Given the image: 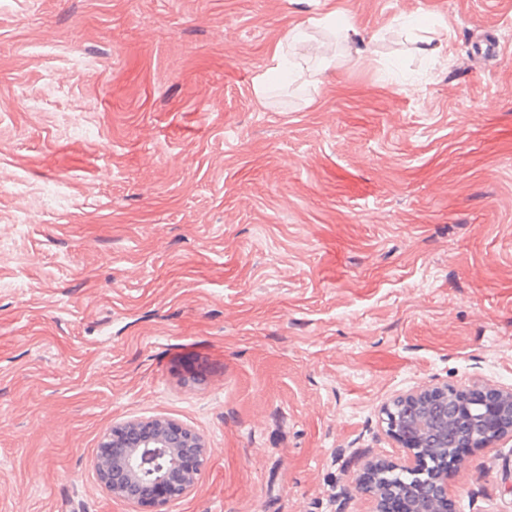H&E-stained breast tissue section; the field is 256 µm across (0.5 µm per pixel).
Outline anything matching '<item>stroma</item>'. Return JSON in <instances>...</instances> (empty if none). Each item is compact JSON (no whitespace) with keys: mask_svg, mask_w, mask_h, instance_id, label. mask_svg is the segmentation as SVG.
Segmentation results:
<instances>
[{"mask_svg":"<svg viewBox=\"0 0 512 512\" xmlns=\"http://www.w3.org/2000/svg\"><path fill=\"white\" fill-rule=\"evenodd\" d=\"M294 27L337 65L258 102ZM0 167V512H143L94 462L155 417L164 512H373L396 395L512 387V0H0ZM448 494L512 512V437ZM107 441L119 449L98 456V479L117 499L130 501L129 492L140 489L141 499L131 502L154 512L187 495L198 483L206 460L207 448L197 432L163 418L112 425L101 442ZM156 487L164 492L155 495Z\"/></svg>","mask_w":512,"mask_h":512,"instance_id":"35a3bbf8","label":"stroma"}]
</instances>
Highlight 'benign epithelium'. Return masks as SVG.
<instances>
[{
    "label": "benign epithelium",
    "mask_w": 512,
    "mask_h": 512,
    "mask_svg": "<svg viewBox=\"0 0 512 512\" xmlns=\"http://www.w3.org/2000/svg\"><path fill=\"white\" fill-rule=\"evenodd\" d=\"M396 401L408 413L399 416L387 410L385 432L403 449L405 472L426 473L421 449L428 447L427 436L438 428L445 443L448 427L460 430L471 448L489 447L512 436L511 429L500 431L503 419L512 418L511 387L424 385L400 394ZM107 441L115 450L98 456V479L117 499H128L134 489L142 491L139 503L154 512L187 495L198 483L206 460V448L197 432L163 418L114 425L103 435L102 442ZM450 465V458H444L441 467L431 473L430 496L422 502L406 501L408 512H450Z\"/></svg>",
    "instance_id": "benign-epithelium-1"
}]
</instances>
